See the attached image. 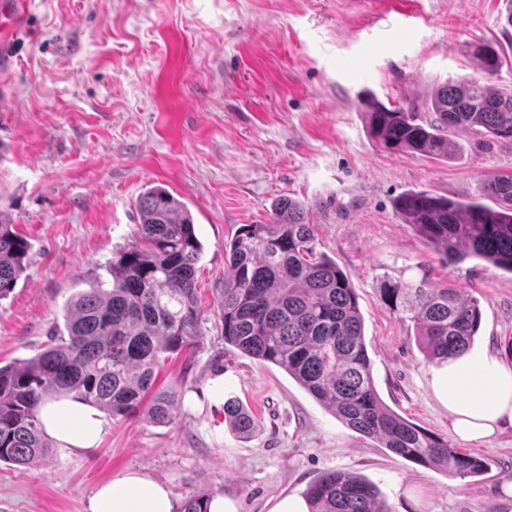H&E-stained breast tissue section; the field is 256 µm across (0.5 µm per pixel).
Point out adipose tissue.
Returning <instances> with one entry per match:
<instances>
[{"label": "adipose tissue", "mask_w": 512, "mask_h": 512, "mask_svg": "<svg viewBox=\"0 0 512 512\" xmlns=\"http://www.w3.org/2000/svg\"><path fill=\"white\" fill-rule=\"evenodd\" d=\"M437 397L448 409L453 434L461 440L488 439L512 428V364L489 350H469L432 375ZM45 432L65 449L94 454L104 420L75 395L45 399L38 409ZM170 489L150 474L130 470L99 486L88 512H174Z\"/></svg>", "instance_id": "ef3b65f1"}]
</instances>
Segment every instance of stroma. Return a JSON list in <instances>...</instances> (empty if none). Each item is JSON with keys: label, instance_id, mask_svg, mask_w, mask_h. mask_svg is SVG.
<instances>
[{"label": "stroma", "instance_id": "35a3bbf8", "mask_svg": "<svg viewBox=\"0 0 512 512\" xmlns=\"http://www.w3.org/2000/svg\"><path fill=\"white\" fill-rule=\"evenodd\" d=\"M0 15V84L16 105L0 124V217L32 244L0 300V364L33 357L63 308L108 281L113 250L136 229L135 201L162 186L189 208L203 245L198 349L158 381L181 403L167 424L106 419L97 452L58 447L41 462H0V512H87L97 487L126 470L164 482L176 503L217 495L236 512H268L330 470L374 484L391 512H512V429L452 439L413 329L380 300L383 276L449 283L479 301L473 346L512 363V274L469 260L442 267L404 224L407 190L484 200L512 168V146L457 132L451 160L388 151L362 101L424 107L434 89L473 72L471 45L512 60V0H26ZM300 200L318 251L348 275L364 319L372 375L395 412L486 462L451 479L348 428L286 371L225 345L216 290L224 243L264 224L272 202ZM259 420L243 438L224 424L220 393Z\"/></svg>", "mask_w": 512, "mask_h": 512}]
</instances>
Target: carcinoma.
<instances>
[{
  "label": "carcinoma",
  "mask_w": 512,
  "mask_h": 512,
  "mask_svg": "<svg viewBox=\"0 0 512 512\" xmlns=\"http://www.w3.org/2000/svg\"><path fill=\"white\" fill-rule=\"evenodd\" d=\"M472 56L479 76L438 86L423 112L368 101L371 137L387 150L437 160L457 156V130L512 144V91L490 85L506 58L486 44L475 45ZM484 193L495 206L415 190L394 206L442 265L477 259L512 273V171L486 183ZM135 206L139 224L132 241L113 253L108 287L97 282L73 296L63 327L34 357L0 365V462L29 465L50 453L38 418L49 397L74 393L114 418L172 420L179 394L156 386V370L167 357L201 344L196 274L203 246L190 210L169 190L150 187ZM31 250L17 225L0 219V300L15 288ZM224 253L228 273L216 289L224 344L281 367L346 426L405 460L453 479L484 472V459L451 447L383 402L355 288L335 260L316 250L302 203L278 200L268 223L241 225ZM379 294L413 327L432 363L469 349L479 331L478 301L426 276L417 283L386 277ZM224 421L242 434L258 427L232 396L224 400ZM305 498L310 512H391L372 483L338 471L313 480Z\"/></svg>",
  "instance_id": "carcinoma-1"
}]
</instances>
